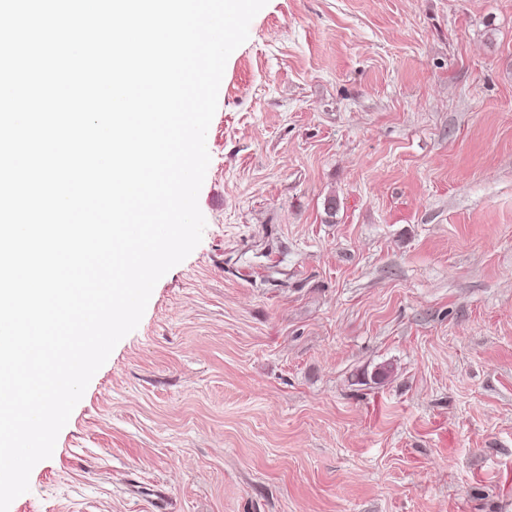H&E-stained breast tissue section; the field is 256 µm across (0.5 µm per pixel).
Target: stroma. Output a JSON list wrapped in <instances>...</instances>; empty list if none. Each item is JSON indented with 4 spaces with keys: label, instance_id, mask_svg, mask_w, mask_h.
I'll list each match as a JSON object with an SVG mask.
<instances>
[{
    "label": "stroma",
    "instance_id": "35a3bbf8",
    "mask_svg": "<svg viewBox=\"0 0 512 512\" xmlns=\"http://www.w3.org/2000/svg\"><path fill=\"white\" fill-rule=\"evenodd\" d=\"M207 149L9 512H512V0H268Z\"/></svg>",
    "mask_w": 512,
    "mask_h": 512
}]
</instances>
